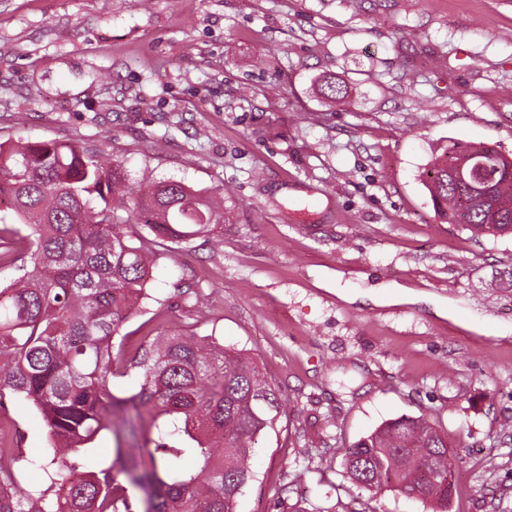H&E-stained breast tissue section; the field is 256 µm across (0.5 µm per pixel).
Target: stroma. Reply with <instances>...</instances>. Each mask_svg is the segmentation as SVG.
<instances>
[{"label": "stroma", "mask_w": 512, "mask_h": 512, "mask_svg": "<svg viewBox=\"0 0 512 512\" xmlns=\"http://www.w3.org/2000/svg\"><path fill=\"white\" fill-rule=\"evenodd\" d=\"M507 86L512 0H0V142L224 199L211 244L158 259L125 349L212 334L279 386L236 512H350L341 449L403 415L447 436L448 512H512V235L444 222L422 182L460 147L512 157ZM45 448L7 401L0 468L40 484Z\"/></svg>", "instance_id": "obj_1"}]
</instances>
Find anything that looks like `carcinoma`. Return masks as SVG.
<instances>
[{"label": "carcinoma", "mask_w": 512, "mask_h": 512, "mask_svg": "<svg viewBox=\"0 0 512 512\" xmlns=\"http://www.w3.org/2000/svg\"><path fill=\"white\" fill-rule=\"evenodd\" d=\"M456 154L425 172L438 216L474 235L512 233L508 158L490 148L482 158L497 173L491 221L448 180ZM127 177L122 161L79 142H0V202L12 212L0 215V270L26 263L0 281V408L24 398L48 441L46 487L0 469V512H235L256 479L253 445L275 429L278 387L212 335L160 333L131 356L113 352L134 305L151 298L158 256L210 242L224 223L222 198L173 178L129 191ZM131 373L140 390L116 397L112 379ZM105 432L142 442L88 470ZM341 453L349 481L371 493L352 512H377L374 497L388 488L448 512V444L429 420L392 419Z\"/></svg>", "instance_id": "carcinoma-1"}]
</instances>
